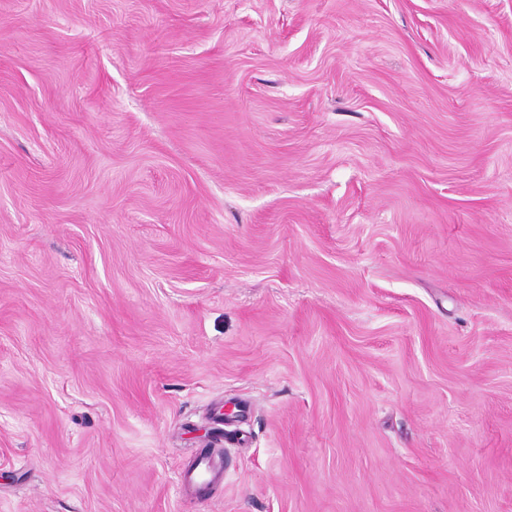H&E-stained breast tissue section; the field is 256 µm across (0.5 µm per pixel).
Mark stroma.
I'll list each match as a JSON object with an SVG mask.
<instances>
[{
  "mask_svg": "<svg viewBox=\"0 0 512 512\" xmlns=\"http://www.w3.org/2000/svg\"><path fill=\"white\" fill-rule=\"evenodd\" d=\"M0 512H512V0H0ZM224 479V469L220 462V454L205 456L197 465V470L191 473L183 483L185 495H192L209 483H217Z\"/></svg>",
  "mask_w": 512,
  "mask_h": 512,
  "instance_id": "stroma-1",
  "label": "stroma"
}]
</instances>
